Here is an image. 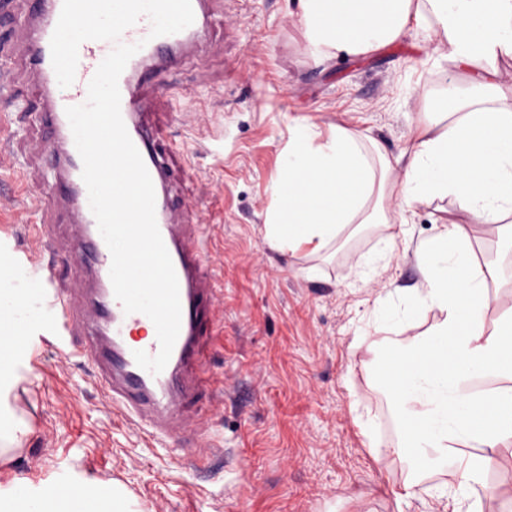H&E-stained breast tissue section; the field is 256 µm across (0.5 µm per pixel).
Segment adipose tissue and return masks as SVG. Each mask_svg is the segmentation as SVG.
I'll use <instances>...</instances> for the list:
<instances>
[{
    "label": "adipose tissue",
    "instance_id": "ef3b65f1",
    "mask_svg": "<svg viewBox=\"0 0 512 512\" xmlns=\"http://www.w3.org/2000/svg\"><path fill=\"white\" fill-rule=\"evenodd\" d=\"M305 37L322 57L366 55L403 38L433 31L438 64L458 75L466 91L439 96L398 156L365 131L340 126L319 142L314 124L290 119L292 136L271 186L267 241L279 251L327 247L353 223L377 176L403 166L399 210L430 197L449 198L454 219L423 251L422 284L407 300L384 298L367 326L399 327L420 309L442 319L418 344L386 356L381 384L393 425L362 426L374 459L393 454L404 463L390 493L409 504L428 474L445 475L436 494L441 512H482L471 492L496 498L503 470L512 466V317L486 323L491 280L506 274L512 255V98L495 94L501 59H512V0H288ZM500 224L482 268L472 262L468 223ZM119 488L79 495H32L23 512H123Z\"/></svg>",
    "mask_w": 512,
    "mask_h": 512
}]
</instances>
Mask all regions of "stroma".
Listing matches in <instances>:
<instances>
[{
	"instance_id": "1",
	"label": "stroma",
	"mask_w": 512,
	"mask_h": 512,
	"mask_svg": "<svg viewBox=\"0 0 512 512\" xmlns=\"http://www.w3.org/2000/svg\"><path fill=\"white\" fill-rule=\"evenodd\" d=\"M208 42L153 77L166 144L179 152L219 285L218 334L189 446H161L140 420L98 386L88 356L38 346L0 374V429L27 422L19 446L0 456V504L19 479L34 488L62 474L84 485L122 486L131 512H398L390 487L402 480L395 455L374 460L360 420H384L389 402L376 374L391 347L440 321L425 309L401 330L369 328L376 298L422 282V249L454 210L432 198L390 223L369 224L316 251L273 250L265 224L270 185L288 144L289 117L367 131L389 156L408 145L440 94L456 80L432 63L437 41L416 31L369 56L312 53L288 0H226L214 6ZM13 119L21 131L0 150L43 191L49 135L22 56L13 59ZM30 214L0 169V236L48 257L72 228L57 214L50 239L33 235ZM397 250L374 281L363 261L388 238Z\"/></svg>"
}]
</instances>
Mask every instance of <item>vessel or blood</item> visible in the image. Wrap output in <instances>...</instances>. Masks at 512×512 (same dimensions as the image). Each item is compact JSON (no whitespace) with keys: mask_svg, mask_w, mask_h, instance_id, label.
<instances>
[{"mask_svg":"<svg viewBox=\"0 0 512 512\" xmlns=\"http://www.w3.org/2000/svg\"><path fill=\"white\" fill-rule=\"evenodd\" d=\"M194 22L186 29L151 37V22L141 17L127 28L119 42L139 44L119 77L121 115L127 132L151 176L155 215L179 285L181 326L165 369L157 374L140 368L133 356L143 350L157 354L159 344L153 322L141 313H125L116 299L109 276L111 253L89 206L82 179L83 163L66 115L67 107L84 104L97 67L115 43L87 40L78 50L74 83L60 87L51 62L50 40L63 0H32L23 36L25 60L37 76L43 102L39 123L51 135L48 196L31 195L32 210L41 224L51 223L59 207H66L74 234L68 250L76 266L90 273L94 286L90 307L76 305L71 288L50 264L18 250L13 261L30 267L34 285L47 299L45 319L33 335L50 337L62 356L89 353L100 388L117 404L145 423L152 435L184 440L187 421L197 417L196 404L207 391L206 366L213 346V276L202 252L197 225L187 223L186 211L171 196L172 148L164 147L154 122L155 101L143 90L142 77L176 67L191 50L207 39L209 7L214 0H191ZM32 335V336H33Z\"/></svg>","mask_w":512,"mask_h":512,"instance_id":"vessel-or-blood-1","label":"vessel or blood"}]
</instances>
